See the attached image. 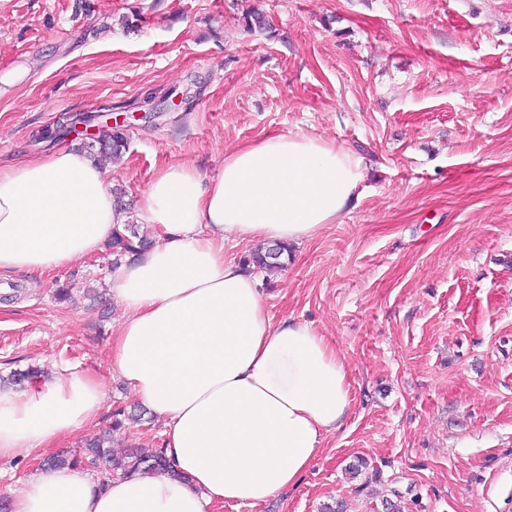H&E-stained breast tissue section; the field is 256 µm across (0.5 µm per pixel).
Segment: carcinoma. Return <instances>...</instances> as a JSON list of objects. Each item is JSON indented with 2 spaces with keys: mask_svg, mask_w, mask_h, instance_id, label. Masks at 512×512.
<instances>
[{
  "mask_svg": "<svg viewBox=\"0 0 512 512\" xmlns=\"http://www.w3.org/2000/svg\"><path fill=\"white\" fill-rule=\"evenodd\" d=\"M92 125L98 121L96 113H76L62 116L51 126L42 130L38 140L54 144L66 139L68 126L73 119ZM83 147L90 154L111 156L117 158L126 151L127 135L120 128H107L101 140L95 144L83 143ZM108 248L116 260L123 257H133L149 248V242L139 237L135 225L123 224L115 226L112 230L111 242ZM288 254V247L283 244H276L265 250H258L251 254L248 263L256 266L266 273H274L285 267L283 256ZM84 462L89 464H104L109 473L113 475L128 474L132 472L154 473L168 470L167 459L164 450L161 448H131L121 456L112 454L111 450L105 447V441L98 440L88 444L83 455L73 456L66 453H58L48 459V465L64 468L80 465Z\"/></svg>",
  "mask_w": 512,
  "mask_h": 512,
  "instance_id": "cac0c4a2",
  "label": "carcinoma"
}]
</instances>
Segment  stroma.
I'll return each instance as SVG.
<instances>
[{
    "instance_id": "obj_1",
    "label": "stroma",
    "mask_w": 512,
    "mask_h": 512,
    "mask_svg": "<svg viewBox=\"0 0 512 512\" xmlns=\"http://www.w3.org/2000/svg\"><path fill=\"white\" fill-rule=\"evenodd\" d=\"M253 5L268 28H246ZM170 88L193 108L134 119ZM104 105L130 135L109 178L143 236L140 197L170 165L213 175L298 132L368 163L351 213L257 275L274 318L312 323L344 357L348 420L297 485L222 512H385L395 489L412 512H512V0H0V163L42 157L34 134ZM112 260L0 273V377L103 382L95 424L58 443L74 453L164 445L150 414L112 428L137 404L108 370ZM47 457H1L0 501Z\"/></svg>"
}]
</instances>
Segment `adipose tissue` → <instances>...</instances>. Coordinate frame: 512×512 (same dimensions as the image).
<instances>
[{
  "label": "adipose tissue",
  "mask_w": 512,
  "mask_h": 512,
  "mask_svg": "<svg viewBox=\"0 0 512 512\" xmlns=\"http://www.w3.org/2000/svg\"><path fill=\"white\" fill-rule=\"evenodd\" d=\"M362 156L295 133L236 149L214 176L159 171L140 207L156 243L107 280L123 312L109 359L166 427L168 471L100 483L45 467L11 512H210L295 486L351 407L343 356L311 323L274 319L225 240L298 244L353 208ZM102 162L76 148L0 165V270L45 274L101 252L124 223ZM89 372L0 388V457L43 450L91 424Z\"/></svg>",
  "instance_id": "ef3b65f1"
}]
</instances>
